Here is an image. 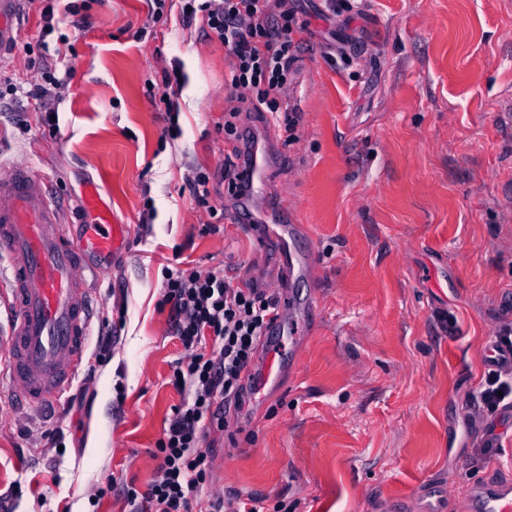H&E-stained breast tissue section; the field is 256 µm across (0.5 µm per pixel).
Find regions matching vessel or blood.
<instances>
[{
  "instance_id": "obj_1",
  "label": "vessel or blood",
  "mask_w": 512,
  "mask_h": 512,
  "mask_svg": "<svg viewBox=\"0 0 512 512\" xmlns=\"http://www.w3.org/2000/svg\"><path fill=\"white\" fill-rule=\"evenodd\" d=\"M22 0H0V57L16 40L13 18ZM241 147L237 153L240 183L247 204L234 221L250 224L257 204L275 191L268 176L271 138ZM81 207L96 211L97 223L73 234L52 203L44 182L25 164L13 165L0 175V252L10 263L8 277H0V306L11 320L0 329V371L7 373L23 404L34 407L59 399L87 360L93 308L87 285L96 273V261L112 254L128 233L99 209L95 192H88ZM282 319L265 332L256 391L272 390L283 377L280 337ZM466 512H512V485L482 481L473 486Z\"/></svg>"
}]
</instances>
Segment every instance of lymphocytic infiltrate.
Wrapping results in <instances>:
<instances>
[{
  "label": "lymphocytic infiltrate",
  "mask_w": 512,
  "mask_h": 512,
  "mask_svg": "<svg viewBox=\"0 0 512 512\" xmlns=\"http://www.w3.org/2000/svg\"><path fill=\"white\" fill-rule=\"evenodd\" d=\"M184 21L202 19L229 52V86L247 93L255 111L279 120L291 106L285 96L295 75L307 24L286 0H181ZM163 304L186 352L173 371V386L185 398L156 442V475L146 491L128 488L131 512H193L207 486L212 458L203 436L224 430V406L239 401L275 294L234 280L221 267L205 271L163 268ZM497 355L472 398L484 411L512 407V328L496 336Z\"/></svg>",
  "instance_id": "obj_1"
}]
</instances>
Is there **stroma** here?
Returning <instances> with one entry per match:
<instances>
[{
  "label": "stroma",
  "instance_id": "stroma-1",
  "mask_svg": "<svg viewBox=\"0 0 512 512\" xmlns=\"http://www.w3.org/2000/svg\"><path fill=\"white\" fill-rule=\"evenodd\" d=\"M87 5L77 26L59 0L50 33L38 9L17 16L0 59V169L26 162L72 224L93 223L76 202L96 189L127 226L91 282V329L109 323L112 347L66 398L0 418V512H130L125 490L153 480L182 399L161 270L260 280L281 260L282 203L315 269L281 288L312 310H285L300 340L282 387L245 392L204 437L206 494L288 512H461L475 482H512V409L468 401L512 324V0H355L337 16L298 0L296 125L277 129L281 199L257 224L228 221L236 142L222 125L232 103L239 128L267 119L227 85L224 46L178 0L158 22L150 0ZM34 60L66 77L61 99L31 94ZM199 169L222 233L202 231L187 183Z\"/></svg>",
  "mask_w": 512,
  "mask_h": 512
}]
</instances>
